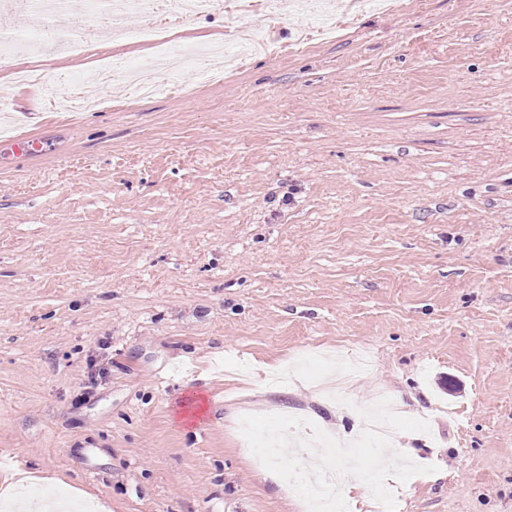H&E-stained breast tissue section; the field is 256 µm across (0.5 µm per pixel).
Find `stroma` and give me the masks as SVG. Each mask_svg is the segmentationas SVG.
Here are the masks:
<instances>
[{"label":"stroma","mask_w":512,"mask_h":512,"mask_svg":"<svg viewBox=\"0 0 512 512\" xmlns=\"http://www.w3.org/2000/svg\"><path fill=\"white\" fill-rule=\"evenodd\" d=\"M167 25L254 28L223 80L158 58L130 16L99 48L0 64V493L60 512H305L244 412L352 438L386 394L432 415L397 512H512V0H404L317 28L295 0ZM156 91L96 88L103 62ZM179 74L182 90L168 79ZM32 136L16 157L5 139ZM371 352L343 388L336 351Z\"/></svg>","instance_id":"obj_1"}]
</instances>
